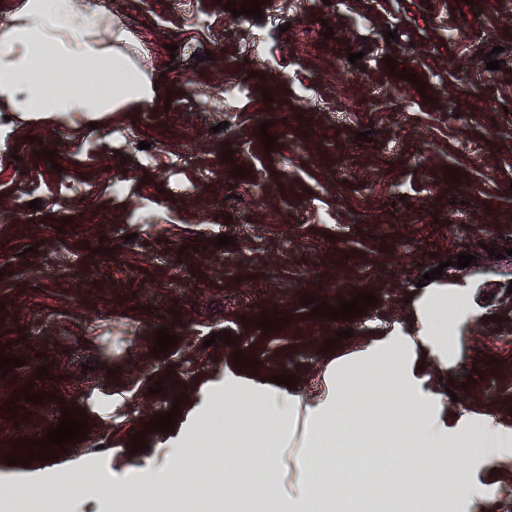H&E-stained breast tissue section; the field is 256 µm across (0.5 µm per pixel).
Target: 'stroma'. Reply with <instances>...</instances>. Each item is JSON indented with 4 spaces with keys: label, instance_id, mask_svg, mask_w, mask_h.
Listing matches in <instances>:
<instances>
[{
    "label": "stroma",
    "instance_id": "obj_1",
    "mask_svg": "<svg viewBox=\"0 0 512 512\" xmlns=\"http://www.w3.org/2000/svg\"><path fill=\"white\" fill-rule=\"evenodd\" d=\"M74 2L103 4L129 32L157 93L67 124L0 116V213L21 214L0 223V347L23 361L0 376V478L104 455L114 484L145 493L142 512H178L153 477L172 446L204 435L225 380L276 393L275 376L292 374V394L320 399L324 365L408 326L418 280L461 253L472 271L448 277L446 291L465 303L458 349L444 371L420 359V375L456 393L449 425L490 418L512 429V0H299L258 60L220 0ZM265 121L269 150L257 135ZM365 131L371 141L359 140ZM220 234L232 244L216 246ZM365 292L377 304L349 321L311 317L301 303L335 307ZM277 313L278 329L264 332L262 315ZM162 327L178 343L157 357ZM225 331L235 344L205 346ZM238 351L249 365L235 366ZM29 392L50 398L29 402ZM176 403L173 431H146ZM65 408L87 413L86 440L54 460L7 464ZM308 431L299 414L276 451L265 512L301 494ZM139 432L147 448L136 452ZM439 465L447 476L428 512H512V450ZM459 474L470 498L451 494ZM197 477L229 512H249L245 479L206 467Z\"/></svg>",
    "mask_w": 512,
    "mask_h": 512
}]
</instances>
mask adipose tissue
Here are the masks:
<instances>
[{"mask_svg":"<svg viewBox=\"0 0 512 512\" xmlns=\"http://www.w3.org/2000/svg\"><path fill=\"white\" fill-rule=\"evenodd\" d=\"M107 29L112 41L104 46L97 33ZM119 25H105L102 15L89 10L74 16L73 0H19L11 20L0 26V109L24 115H38L65 123L80 112H120L133 101L150 100L153 80L128 56L115 51L126 41ZM63 60L96 75L95 82L72 86L68 71L43 72L41 61ZM465 319L461 307L430 295L420 305L413 332L394 333L356 353L347 364L337 365V378L346 367L359 368L367 376L378 369L388 378L401 412L384 425L350 405L344 385H337L327 398L308 406L313 422H325L343 415L354 420L355 436L381 448H451L468 453L464 429L449 430L442 399L427 394L416 374L414 358L429 351L439 366H447L457 348V332ZM234 407L235 417L259 412L272 423L262 433L261 444L275 446L281 431L287 430L300 399L285 393H271L230 380L216 398Z\"/></svg>","mask_w":512,"mask_h":512,"instance_id":"adipose-tissue-1","label":"adipose tissue"}]
</instances>
